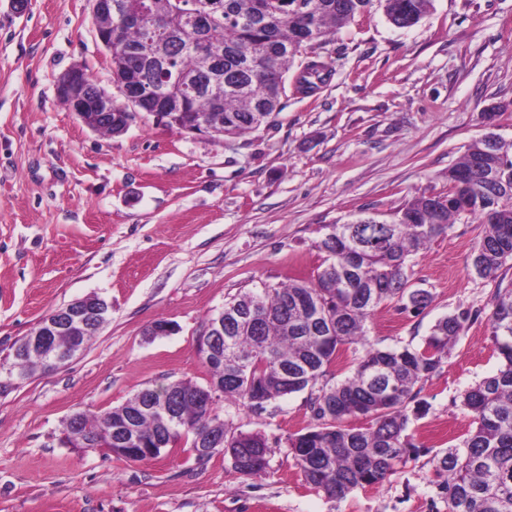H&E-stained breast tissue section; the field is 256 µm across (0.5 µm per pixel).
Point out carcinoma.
I'll return each instance as SVG.
<instances>
[{"label":"carcinoma","instance_id":"1","mask_svg":"<svg viewBox=\"0 0 512 512\" xmlns=\"http://www.w3.org/2000/svg\"><path fill=\"white\" fill-rule=\"evenodd\" d=\"M388 21L409 28L427 15L432 0H123L144 11L142 28L123 36L124 53L139 68L143 85L166 86L181 100L170 128L184 130L213 110L210 86L230 82L224 96L222 129L237 136L258 129L281 109L285 76L302 54L296 91L312 96L328 84L333 67L315 50L322 38L345 27L373 2ZM265 58L278 77L256 80L252 66ZM450 206L437 213L430 196H415L376 224H331L315 247L326 254L324 267L310 278L296 277L278 288L239 294L224 303V335L237 338L238 350L224 360L210 357L212 379L224 382V401L263 411L271 401L307 390L314 424L288 436V448L306 481L330 499L374 486L395 474L416 445L406 434L418 384L428 380L458 341L469 319L466 311L439 318L423 348L369 347L351 376L326 379L343 346L367 341L366 322L387 302L419 313L432 294L410 287L411 261L434 237L452 230L456 220L474 216L484 228L474 243L471 264L481 279L494 281L512 261V141L482 139L470 144L448 168ZM497 371L461 395L475 427L462 445L437 461L443 480L438 495L446 512H512V288L497 289L488 316ZM5 366L23 380L47 366L38 351L10 354ZM138 393L151 404L137 410L135 397L99 413H81L83 424L99 434L102 451L118 459L156 458L180 440L197 459V438L224 437L223 448L243 478L262 472L271 449L262 435L233 433L217 408L180 403L171 419L161 398L145 387ZM134 413L140 448H126L110 437V422ZM350 419H362L350 427Z\"/></svg>","mask_w":512,"mask_h":512}]
</instances>
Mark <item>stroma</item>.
I'll use <instances>...</instances> for the list:
<instances>
[{"instance_id": "35a3bbf8", "label": "stroma", "mask_w": 512, "mask_h": 512, "mask_svg": "<svg viewBox=\"0 0 512 512\" xmlns=\"http://www.w3.org/2000/svg\"><path fill=\"white\" fill-rule=\"evenodd\" d=\"M318 53L332 81L311 97L287 88L257 130L212 138L144 113L111 136L55 93L77 63L111 85L91 0H27L20 14L0 0V359L77 299L109 305L72 360L0 392V512H436L437 460L472 429L460 395L499 366L488 316L497 288L512 286L510 267L499 281L474 274V217L414 258L410 283L432 304L417 314L385 303L367 324L376 347L418 345L439 317L470 314L417 396V454L381 484L336 501L306 482L287 447L313 422L305 391L230 408L234 429L272 448L250 479L221 450L200 461L180 443L130 461L63 441L74 413L146 386L207 385L197 338L225 301L315 275L327 225L445 195L469 144L491 130L512 141V0H432L403 29L375 4ZM158 320L176 331L150 335Z\"/></svg>"}]
</instances>
